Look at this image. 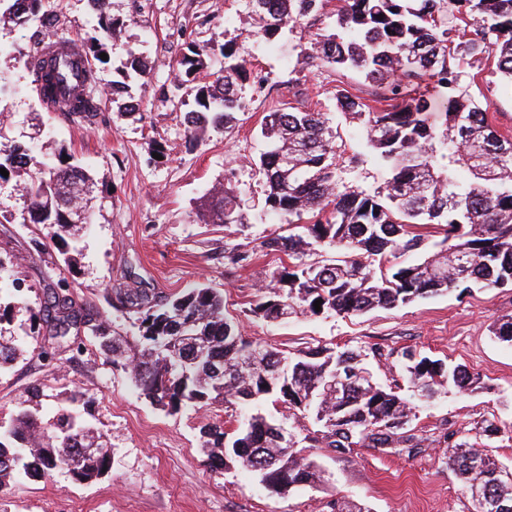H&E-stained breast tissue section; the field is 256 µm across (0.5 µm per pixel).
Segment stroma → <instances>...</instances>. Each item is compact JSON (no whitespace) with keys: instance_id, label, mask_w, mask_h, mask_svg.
Segmentation results:
<instances>
[{"instance_id":"1","label":"stroma","mask_w":512,"mask_h":512,"mask_svg":"<svg viewBox=\"0 0 512 512\" xmlns=\"http://www.w3.org/2000/svg\"><path fill=\"white\" fill-rule=\"evenodd\" d=\"M50 6L63 39L94 36L97 20L88 0H50ZM112 14L124 23L120 42L135 50L146 74L130 81L127 91L113 92L122 59L111 55L98 67L101 112L76 123L48 111L30 83L20 56L30 26L0 22V42L6 46L0 53V150L34 145L46 158L67 156L92 179L93 222L68 263L26 224L27 204L14 182L0 185V213L8 217L0 223V270L18 273L30 305L38 306L47 286L61 283L79 306L92 307L111 331L132 339L135 316L113 308L114 285L170 296L204 283L223 293L226 311L246 339L286 352L317 346L411 351L463 365L485 388L420 403L412 423L425 439L418 452L395 455L364 446L338 454L313 448L309 455L325 471L327 483L276 494L238 466L209 467L201 430L227 421L226 408L161 409L139 394L127 371L100 353L88 332H70L58 345L33 340L15 321L0 331L29 352L0 371V423L9 424L32 385L42 384L39 410L48 416L71 393L83 392L88 401L76 409L103 433L111 467L88 482L63 472L38 480L15 477L0 491V512H75L80 505L85 512H327L328 502L339 497L369 512H470L436 440L450 426L470 436L483 420H512V345L492 333L498 319L512 315V287L452 292L359 316L297 314L285 323L250 311L280 263L260 248L273 229L260 212L262 119L283 102L334 111L337 87L358 85L355 75L323 65L303 68L296 83L288 81L300 46L333 26L332 8L289 27L273 49L260 43L246 0H112ZM192 40L248 47L252 76L237 123L210 129L190 150L184 143V113L173 110L167 98L174 92L176 62ZM472 90L498 129L512 133V96L500 90L496 76L482 69ZM219 183L251 204L241 241L254 254L244 266L224 259V225L197 217Z\"/></svg>"}]
</instances>
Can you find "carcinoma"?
<instances>
[{
    "instance_id": "obj_1",
    "label": "carcinoma",
    "mask_w": 512,
    "mask_h": 512,
    "mask_svg": "<svg viewBox=\"0 0 512 512\" xmlns=\"http://www.w3.org/2000/svg\"><path fill=\"white\" fill-rule=\"evenodd\" d=\"M330 0H247L258 18L259 39L271 48L284 30L325 9ZM97 19L96 36L62 51L58 20L48 0H0V20L24 17L37 23L24 67L40 101L69 121L86 120L101 110L95 62L105 43L127 56L134 72L139 57L116 42L119 23L112 0H89ZM224 66L211 81L198 74L214 54ZM246 50L234 43L219 47L190 42L177 61L176 91L184 115L186 147L193 149L211 126L227 125L241 107L251 78ZM493 58L503 92L512 96V0H336L334 32L317 34L301 47L297 63L316 61L338 72H354L367 87L362 95L336 92V111L301 110L289 103L263 118L266 147L258 170L264 186L265 217L277 227L261 242L268 254L288 261L271 273L250 311L268 322L292 314L363 315L417 300L463 292L474 286H512V135L502 133L487 109L469 92L462 62ZM351 120L366 134L367 155L383 172L372 191L342 179L339 124ZM20 148L0 156L8 176L21 181L28 201V223L53 229L51 241L65 261L77 237L92 223L85 213L80 226L69 223L83 208L80 197L90 176L60 159L53 166L16 165ZM467 169L472 179H462ZM6 176V177H8ZM0 175V181L6 180ZM242 199L231 188L212 191L199 211L205 223L245 227ZM433 228L427 244L421 228ZM319 259H311V256ZM224 257L246 263L242 243L224 246ZM20 279L0 274V292L13 294V308L27 303ZM321 310H315L316 300ZM112 305L139 314L137 343L109 332L96 340L106 359L127 370L134 387L151 403L175 411L223 404L248 406L252 413L233 430L222 424L203 432L210 467L232 462L253 474L269 469L265 480L277 494L316 488L328 481L325 471L301 454L300 438L280 441L281 424L261 412L271 401L296 418L319 426L304 439L315 448L344 454L354 447L420 448L423 439L410 428L415 401L441 394H472L480 378L461 365L428 356H410L397 365L410 395L380 384L361 353L316 347L285 353L246 340L239 324L224 310V295L198 285L182 294L161 297L145 290L115 287ZM93 314L78 307L63 286L47 289L41 329L63 339ZM187 332L208 351V360L184 376L175 368L172 337ZM262 358L250 363L247 352ZM23 348L0 342V370L11 366ZM336 381L339 392L328 388ZM512 428V422L484 421L475 436L449 430L436 439L444 458L465 490L481 488L485 499L512 501V468L485 450L484 438ZM79 415L65 408L46 417L20 403L0 436V490L21 474L44 478L55 471L92 481L109 468L110 453L97 432L83 434ZM79 459L77 470L69 461ZM330 512H370L345 498L328 504Z\"/></svg>"
}]
</instances>
